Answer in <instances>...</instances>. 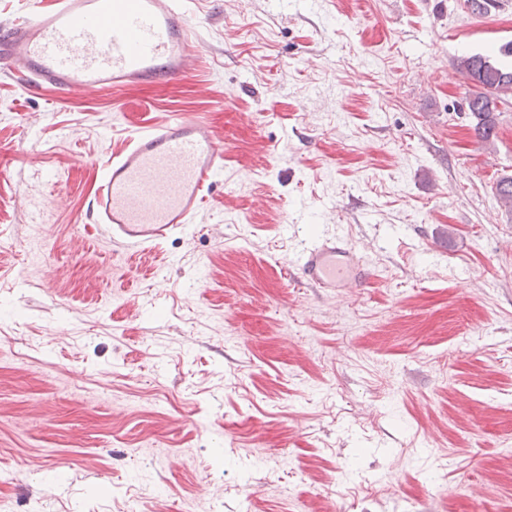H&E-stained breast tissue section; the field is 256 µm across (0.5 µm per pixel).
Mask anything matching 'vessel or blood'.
Here are the masks:
<instances>
[{"label": "vessel or blood", "mask_w": 512, "mask_h": 512, "mask_svg": "<svg viewBox=\"0 0 512 512\" xmlns=\"http://www.w3.org/2000/svg\"><path fill=\"white\" fill-rule=\"evenodd\" d=\"M188 0H27L0 25V66L28 89L85 96L107 88L185 78L203 52ZM226 148L207 122L183 115L133 131L112 155L89 200L93 223L141 247L193 222L224 170ZM301 280L324 289L337 272L369 269L366 250L337 237L315 241L297 259Z\"/></svg>", "instance_id": "1"}]
</instances>
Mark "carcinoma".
Returning a JSON list of instances; mask_svg holds the SVG:
<instances>
[{"label": "carcinoma", "instance_id": "cac0c4a2", "mask_svg": "<svg viewBox=\"0 0 512 512\" xmlns=\"http://www.w3.org/2000/svg\"><path fill=\"white\" fill-rule=\"evenodd\" d=\"M456 72L467 83L483 87V92L466 97V105L469 115L475 119L476 137L488 141L495 137L498 105L512 99V63L504 64L488 55L475 54L459 58ZM495 192L500 202L512 209V177L497 181Z\"/></svg>", "mask_w": 512, "mask_h": 512}]
</instances>
